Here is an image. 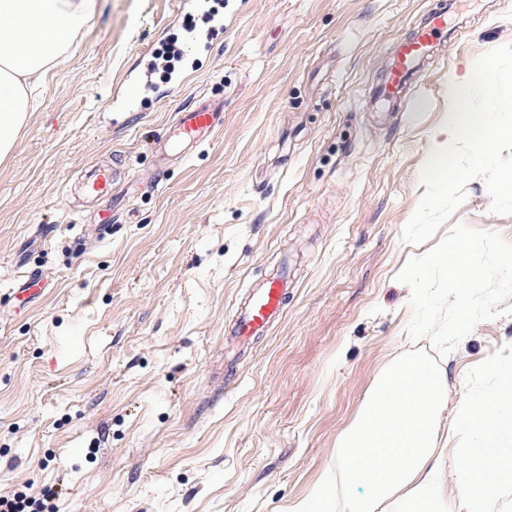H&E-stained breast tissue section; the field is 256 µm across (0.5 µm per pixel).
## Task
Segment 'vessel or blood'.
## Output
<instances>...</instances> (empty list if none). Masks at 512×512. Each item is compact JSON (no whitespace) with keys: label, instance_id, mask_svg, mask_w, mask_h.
I'll return each mask as SVG.
<instances>
[{"label":"vessel or blood","instance_id":"b4317fda","mask_svg":"<svg viewBox=\"0 0 512 512\" xmlns=\"http://www.w3.org/2000/svg\"><path fill=\"white\" fill-rule=\"evenodd\" d=\"M448 35V12H432L409 37L402 39L393 62L384 78L376 85L374 95L391 104L407 100L412 78L418 66L435 59L441 42ZM224 125V107L214 101L193 103L183 107L160 142L161 151L196 148L212 139ZM113 176L108 169H95L86 184L89 194L108 197L112 194ZM288 279L281 270H274L264 285L245 302L231 327L236 339L248 343L263 335L282 317L288 298Z\"/></svg>","mask_w":512,"mask_h":512}]
</instances>
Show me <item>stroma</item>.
Instances as JSON below:
<instances>
[{
    "mask_svg": "<svg viewBox=\"0 0 512 512\" xmlns=\"http://www.w3.org/2000/svg\"><path fill=\"white\" fill-rule=\"evenodd\" d=\"M176 0H100L47 71L0 160V497L55 512H290L319 485L350 512L336 448L411 341L396 275L425 246L401 231L448 119V81L512 44V0L450 12L442 61L404 109L374 105L398 41L441 0H227L224 36L181 84L128 87L181 37ZM224 102L210 143L159 169L155 141L198 99ZM122 170L111 200L87 172ZM454 215L512 241L483 179ZM281 319L241 347L224 330L272 267ZM36 271L44 296L20 306ZM512 367V315L478 322L442 359L453 411Z\"/></svg>",
    "mask_w": 512,
    "mask_h": 512,
    "instance_id": "1",
    "label": "stroma"
}]
</instances>
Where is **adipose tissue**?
<instances>
[{"instance_id":"obj_1","label":"adipose tissue","mask_w":512,"mask_h":512,"mask_svg":"<svg viewBox=\"0 0 512 512\" xmlns=\"http://www.w3.org/2000/svg\"><path fill=\"white\" fill-rule=\"evenodd\" d=\"M97 7L98 0H0V43L11 47L0 56V159L33 109L31 88L71 50ZM496 376L497 391L460 400L468 442L448 458L437 446L444 374L417 361L389 367L337 448L345 484L366 489L351 512H497V488L475 466L512 461V370Z\"/></svg>"}]
</instances>
